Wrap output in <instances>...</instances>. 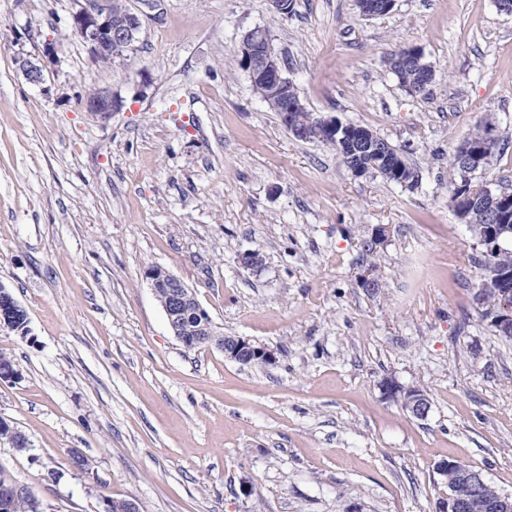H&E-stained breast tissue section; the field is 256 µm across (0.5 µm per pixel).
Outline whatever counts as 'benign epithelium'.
Masks as SVG:
<instances>
[{
  "instance_id": "1",
  "label": "benign epithelium",
  "mask_w": 512,
  "mask_h": 512,
  "mask_svg": "<svg viewBox=\"0 0 512 512\" xmlns=\"http://www.w3.org/2000/svg\"><path fill=\"white\" fill-rule=\"evenodd\" d=\"M143 8L129 10L125 0H85L73 16L76 33L90 45L94 56L98 59L112 60V56L132 47L143 24L145 10L157 7V0H141ZM394 0L385 4H374L370 0H357L361 16L370 18L382 14V9L393 7ZM242 64L252 86L262 99L271 103L290 132L304 141H316L325 136H333L338 141L346 142L357 154L372 153L379 150L372 138L361 127L344 123L335 117L316 118L310 127L300 128L294 121V103L289 96L293 83L284 74L281 59L274 49L272 39L266 30L255 27L249 30L241 43ZM423 52L416 46H408L394 54V62L398 64L421 63ZM26 80L34 85L44 81L43 66L28 59L19 60ZM87 110L102 118L120 109V101L107 91H97L86 101ZM461 161L469 169H478L484 165L480 151L465 146L461 150ZM493 223L486 225L487 233L477 244L487 252H497L509 245L505 237L507 229L495 224L497 217H491ZM152 288L165 280L169 293L162 303L168 325L174 336L183 332L184 315L190 303L196 300L195 291L182 279L165 270L146 273ZM27 318L25 309L11 298L8 308L0 309V324L14 328L15 320ZM207 346H214L224 352V357L241 365H248L253 360L265 364L275 361L274 356L262 347L235 336H222L210 332L206 339ZM383 392L387 399L402 404L403 408L414 417H427L431 404L427 396L409 394L393 380H386ZM437 473L449 478L448 494L437 505V512H470L472 497L480 496L485 502L488 512H512V495L504 494L490 485L484 476L475 470H460L451 460H443L437 465Z\"/></svg>"
}]
</instances>
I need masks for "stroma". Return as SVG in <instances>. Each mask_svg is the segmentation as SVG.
<instances>
[{
	"label": "stroma",
	"mask_w": 512,
	"mask_h": 512,
	"mask_svg": "<svg viewBox=\"0 0 512 512\" xmlns=\"http://www.w3.org/2000/svg\"><path fill=\"white\" fill-rule=\"evenodd\" d=\"M79 7L0 0V282L29 317L27 334L0 328L17 372L0 419L31 442L0 444V472L45 512H436L448 459L512 495V343L479 315L482 250L448 183L449 155L492 117L504 149L483 179L512 190V14L495 0H395L372 18L355 0L287 15L160 0L128 56L103 64L73 29ZM257 26L308 110L403 149L415 189L288 133L241 65ZM48 43L56 61L31 84L17 60ZM407 46L436 72L417 96L387 64ZM98 90L121 109L87 112ZM382 225L371 294L363 246ZM151 267L276 362L183 347ZM387 378L424 390L428 416L385 399Z\"/></svg>",
	"instance_id": "stroma-1"
}]
</instances>
